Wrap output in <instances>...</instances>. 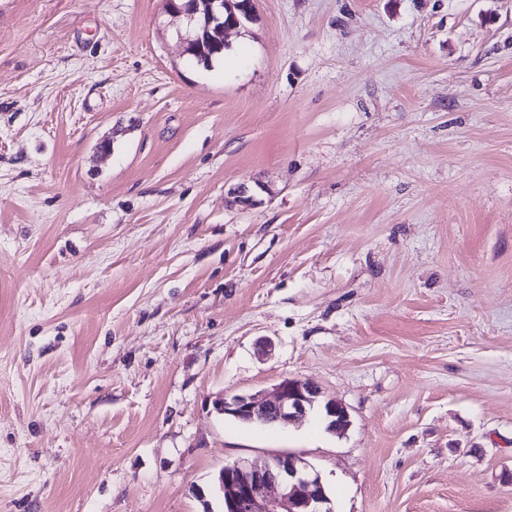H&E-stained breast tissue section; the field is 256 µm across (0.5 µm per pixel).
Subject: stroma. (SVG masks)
Listing matches in <instances>:
<instances>
[{
    "label": "stroma",
    "mask_w": 512,
    "mask_h": 512,
    "mask_svg": "<svg viewBox=\"0 0 512 512\" xmlns=\"http://www.w3.org/2000/svg\"><path fill=\"white\" fill-rule=\"evenodd\" d=\"M179 25L0 0V512L286 453L334 512H512V0H255L208 69ZM285 378L303 422L212 409Z\"/></svg>",
    "instance_id": "35a3bbf8"
}]
</instances>
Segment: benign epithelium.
<instances>
[{
    "label": "benign epithelium",
    "instance_id": "obj_1",
    "mask_svg": "<svg viewBox=\"0 0 512 512\" xmlns=\"http://www.w3.org/2000/svg\"><path fill=\"white\" fill-rule=\"evenodd\" d=\"M170 12L183 19L177 37L187 56L192 46L203 42L224 50V30L243 27L254 16L241 0H195L188 9L173 6ZM258 189L269 191L264 184L253 188L243 183L232 195L237 203L250 205ZM319 397L308 382L285 378L261 397L218 393L212 406L219 414L251 425L285 426L305 419ZM324 410L331 429L347 427L349 415L342 404L330 400ZM216 492L221 494L224 512H332L320 476L305 459L292 454L277 455L263 464L245 458L226 463L216 479Z\"/></svg>",
    "mask_w": 512,
    "mask_h": 512
}]
</instances>
